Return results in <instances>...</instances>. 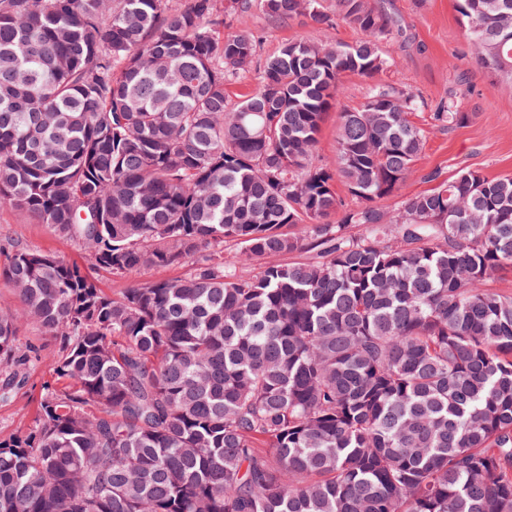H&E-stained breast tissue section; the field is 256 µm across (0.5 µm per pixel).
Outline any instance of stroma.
<instances>
[{
  "instance_id": "35a3bbf8",
  "label": "stroma",
  "mask_w": 512,
  "mask_h": 512,
  "mask_svg": "<svg viewBox=\"0 0 512 512\" xmlns=\"http://www.w3.org/2000/svg\"><path fill=\"white\" fill-rule=\"evenodd\" d=\"M376 2L396 17L402 28L391 47L395 66L389 78L418 97L421 107L415 119L427 132L425 147L405 182L403 194L431 189L426 176L433 171L445 179L466 168L492 177L512 174V82L495 78L472 58L455 0ZM233 27L260 37L266 54L274 53L289 40L316 41L324 35L319 25L303 16L271 24L262 15L252 14L234 19ZM459 86L469 89L462 109L470 118L452 128L442 126L434 120L433 112ZM8 244L74 262L111 295L136 283L173 279L186 272L182 266L146 267L128 277L114 276L97 267L80 245L58 236L48 225L20 216L12 206L0 204V247ZM19 338L34 359L21 369L22 385L9 399H0V440L33 424L45 386L60 391L71 386L49 366L50 359L59 352L58 340L27 323L21 324Z\"/></svg>"
}]
</instances>
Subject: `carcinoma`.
I'll use <instances>...</instances> for the list:
<instances>
[{
    "mask_svg": "<svg viewBox=\"0 0 512 512\" xmlns=\"http://www.w3.org/2000/svg\"><path fill=\"white\" fill-rule=\"evenodd\" d=\"M457 2L471 56L512 79V0ZM335 4L0 0V203L120 277L191 263L112 296L13 247L0 365L26 361L32 321L73 388L0 440V512H512V294L485 287L512 268V176L432 173L385 211L426 141L419 101L380 79L398 21ZM254 11L359 38L262 58L224 31ZM351 76L373 84L346 108ZM466 94L434 120L467 122ZM318 156L329 165L336 159V112L330 111L325 119L318 145Z\"/></svg>",
    "mask_w": 512,
    "mask_h": 512,
    "instance_id": "1",
    "label": "carcinoma"
}]
</instances>
